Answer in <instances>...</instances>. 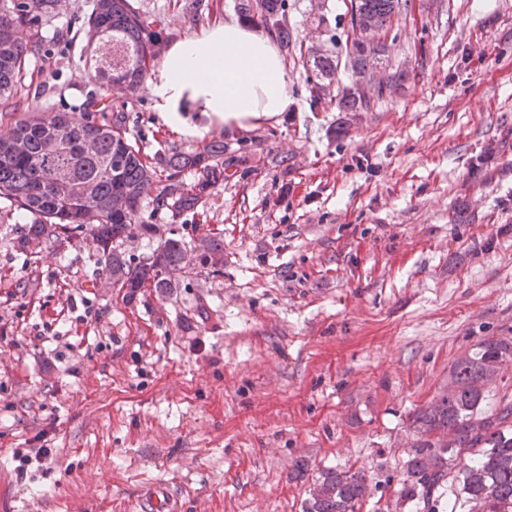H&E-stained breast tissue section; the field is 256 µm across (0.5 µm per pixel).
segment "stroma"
<instances>
[{
    "label": "stroma",
    "mask_w": 512,
    "mask_h": 512,
    "mask_svg": "<svg viewBox=\"0 0 512 512\" xmlns=\"http://www.w3.org/2000/svg\"><path fill=\"white\" fill-rule=\"evenodd\" d=\"M240 0H135L166 42L238 17ZM63 0L48 53L31 56L21 104L86 110V19ZM343 0H288L302 46L285 55L290 106L239 132L166 127L153 98L107 86L147 154L224 142L245 177L178 220L140 219L198 246L220 236L224 273L192 261L173 292L126 300L95 277L96 244L14 246L24 216L0 198V512H136L165 483L183 512H302L328 469L353 467L385 512L414 411L446 392L475 341L512 337V0H416L383 58L405 70L366 112L314 53L344 56ZM425 55H417V43ZM475 213L455 224V211ZM47 448L19 467L16 453ZM336 59V60H335ZM319 56L313 59V75L308 74L306 77L307 86L309 87L310 105L313 109H318L321 104L322 83L321 80L327 76H331L336 72L339 64L338 57Z\"/></svg>",
    "instance_id": "35a3bbf8"
}]
</instances>
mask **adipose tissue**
Instances as JSON below:
<instances>
[{"mask_svg": "<svg viewBox=\"0 0 512 512\" xmlns=\"http://www.w3.org/2000/svg\"><path fill=\"white\" fill-rule=\"evenodd\" d=\"M163 123L190 133L185 115L246 130L289 105L288 71L270 38L235 19L172 43L146 85Z\"/></svg>", "mask_w": 512, "mask_h": 512, "instance_id": "obj_1", "label": "adipose tissue"}]
</instances>
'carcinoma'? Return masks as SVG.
<instances>
[{"label": "carcinoma", "instance_id": "obj_1", "mask_svg": "<svg viewBox=\"0 0 512 512\" xmlns=\"http://www.w3.org/2000/svg\"><path fill=\"white\" fill-rule=\"evenodd\" d=\"M356 13L374 29L390 30L392 21L408 11V0H349ZM61 0H0V106L8 109L25 87L28 56L45 47L44 28L59 15ZM239 10L275 35L288 51L297 47L285 24L287 0H242ZM89 49L84 51V75L101 85L125 84L136 89L158 54V20L131 0H95L87 20ZM26 27L30 41L20 42L16 29ZM351 84L343 87L338 107L345 112L368 111L371 98L354 84L381 64L382 46H345ZM339 60L319 56L306 77L310 105L319 108L321 80L336 72ZM88 116L76 122L33 99L14 127L0 136V198L31 218L17 248L32 242L61 249L80 243L90 232L97 244V272L112 287L133 299L143 288L165 293L179 285L180 274L192 261L194 247L173 234L142 258L122 249L135 236L157 234V225L137 223L140 204L172 220L194 211L202 193L228 178L226 146L210 143L203 149L169 155L143 153L127 135L120 110L110 121L94 113L107 109L92 93ZM62 137L69 153L52 151V138ZM68 167L73 190L55 185L53 170ZM198 169L202 180L184 188L182 175ZM87 191L99 212L92 215L74 201L75 191ZM199 258L213 272L224 268V241L213 237L202 244ZM512 359V339L483 338L452 366L448 391L423 406L414 416L415 439L405 463L400 493L411 512H512V402L502 398L485 409L489 383L500 365ZM372 485L361 470H330L309 489L304 512H360Z\"/></svg>", "mask_w": 512, "mask_h": 512}]
</instances>
